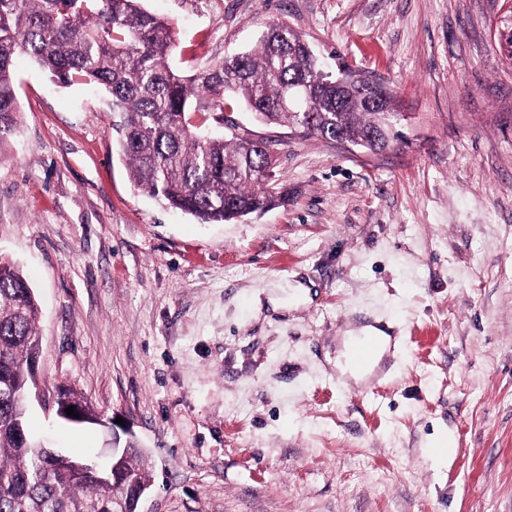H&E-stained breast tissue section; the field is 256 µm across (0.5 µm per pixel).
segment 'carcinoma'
Masks as SVG:
<instances>
[{"label": "carcinoma", "mask_w": 512, "mask_h": 512, "mask_svg": "<svg viewBox=\"0 0 512 512\" xmlns=\"http://www.w3.org/2000/svg\"><path fill=\"white\" fill-rule=\"evenodd\" d=\"M140 0H0V143L15 130L18 112L14 61L32 57L53 81L82 79L103 87L120 114L119 146L138 190L206 224L261 213L285 201L276 179L278 155L230 131L204 135L191 116L224 124V92L235 93L264 124L301 130L322 139H343L382 152L398 133L384 125L394 97L385 85L367 90L346 74L336 89L302 36L270 23L256 46L192 79L170 64L177 33L166 19L146 12ZM301 84L297 103L288 84ZM384 99V108L372 98ZM40 305L19 268L0 264V512H137V501L93 477H74L81 457L42 450L27 428L25 385L39 347ZM85 423L96 412L82 397L63 392ZM119 468L149 484L142 449L125 442Z\"/></svg>", "instance_id": "obj_1"}]
</instances>
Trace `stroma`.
<instances>
[{
    "instance_id": "obj_1",
    "label": "stroma",
    "mask_w": 512,
    "mask_h": 512,
    "mask_svg": "<svg viewBox=\"0 0 512 512\" xmlns=\"http://www.w3.org/2000/svg\"><path fill=\"white\" fill-rule=\"evenodd\" d=\"M504 0H141L185 76L266 23L327 70L388 84L405 118L373 154L258 124L286 201L201 224L134 187L97 85L15 64L0 253L40 303L33 433L93 460L109 429L55 423L63 390L144 448L140 512H512V60ZM393 342L362 377L350 332ZM454 441L431 458L440 433Z\"/></svg>"
}]
</instances>
